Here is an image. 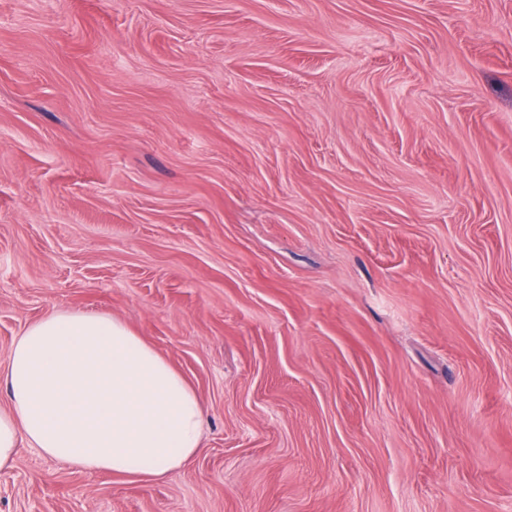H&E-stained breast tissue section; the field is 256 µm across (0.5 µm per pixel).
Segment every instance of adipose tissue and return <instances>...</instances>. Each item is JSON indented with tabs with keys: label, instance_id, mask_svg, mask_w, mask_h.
<instances>
[{
	"label": "adipose tissue",
	"instance_id": "ef3b65f1",
	"mask_svg": "<svg viewBox=\"0 0 512 512\" xmlns=\"http://www.w3.org/2000/svg\"><path fill=\"white\" fill-rule=\"evenodd\" d=\"M0 384V467L19 442L86 471L162 478L201 449L187 381L123 322L70 309L14 341Z\"/></svg>",
	"mask_w": 512,
	"mask_h": 512
}]
</instances>
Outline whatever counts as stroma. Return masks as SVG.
I'll list each match as a JSON object with an SVG mask.
<instances>
[{
	"label": "stroma",
	"instance_id": "stroma-1",
	"mask_svg": "<svg viewBox=\"0 0 512 512\" xmlns=\"http://www.w3.org/2000/svg\"><path fill=\"white\" fill-rule=\"evenodd\" d=\"M64 308L203 446L0 512H512V0H0V365Z\"/></svg>",
	"mask_w": 512,
	"mask_h": 512
}]
</instances>
